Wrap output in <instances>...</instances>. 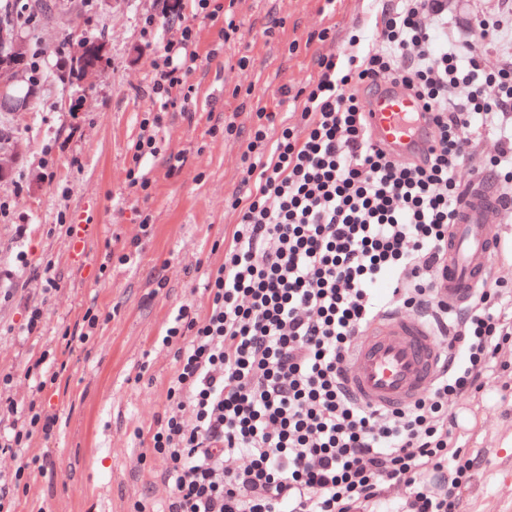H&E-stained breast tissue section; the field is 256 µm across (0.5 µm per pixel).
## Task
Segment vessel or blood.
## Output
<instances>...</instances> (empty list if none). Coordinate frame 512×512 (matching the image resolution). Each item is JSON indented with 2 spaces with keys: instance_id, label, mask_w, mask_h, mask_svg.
Returning <instances> with one entry per match:
<instances>
[{
  "instance_id": "1",
  "label": "vessel or blood",
  "mask_w": 512,
  "mask_h": 512,
  "mask_svg": "<svg viewBox=\"0 0 512 512\" xmlns=\"http://www.w3.org/2000/svg\"><path fill=\"white\" fill-rule=\"evenodd\" d=\"M415 102L385 85L369 105L375 139L400 157L428 152L433 142L423 124L408 122ZM503 203L500 191L476 180L471 184L448 236V269L442 289L452 307L466 303L490 272L499 241L490 217ZM441 369V350L433 325L421 315L397 310L381 314L353 344L344 386L356 401L379 409L403 406L427 389Z\"/></svg>"
}]
</instances>
